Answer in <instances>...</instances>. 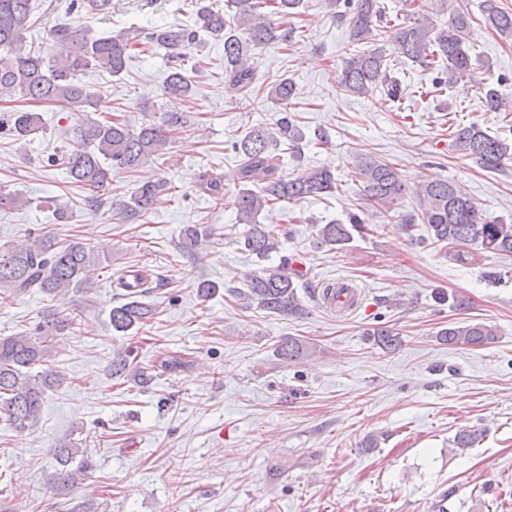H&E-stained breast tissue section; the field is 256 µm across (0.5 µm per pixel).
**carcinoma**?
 I'll return each mask as SVG.
<instances>
[{"instance_id":"1","label":"carcinoma","mask_w":512,"mask_h":512,"mask_svg":"<svg viewBox=\"0 0 512 512\" xmlns=\"http://www.w3.org/2000/svg\"><path fill=\"white\" fill-rule=\"evenodd\" d=\"M336 17H349V41L369 44L375 32L390 24L380 0H322ZM303 0H224V6L211 0H196V19L191 25L153 26L147 29L122 30L95 37L78 25H57L50 30V39L61 60L52 65L41 50L27 40L34 24L32 0H0V100L51 104L65 112H100L106 118H88L65 131L64 151L47 157L49 167H66L72 182L88 192L90 203L100 207L103 192L112 184V170L135 172L151 157L160 155L172 136L189 139L196 132L195 121L185 111L193 93V81L184 67L187 50L197 45L200 33L224 42V78L234 95L251 99L259 95V84L253 66V50L274 41H286L291 31L280 21L298 14ZM482 16L486 25L502 37L512 36V10L500 6L499 0H482ZM472 17L468 8L456 4L450 10L448 26L436 29L430 17L419 14L411 23L396 29L395 53L422 67L437 71L436 84L452 86L472 71L465 34ZM146 46L167 50L168 73L163 85L164 109L135 129L112 111L108 96L78 79L88 71L105 72L112 77L122 74L132 51ZM389 54L381 46L354 50L345 58L338 77L340 91L362 97L381 89L390 98H397L399 82L392 75ZM295 93L289 78L278 80L269 95L279 102H288ZM42 130L36 112L14 110L0 112V133L19 142L30 141ZM305 133L290 115H285L274 130L255 127L230 141V148L239 158V189L235 197L238 222L244 225L241 245L250 254L264 260L278 251L281 234L259 222L260 214L278 202H302L336 191V177L327 168L305 169L295 176L281 173V154L289 151L301 158ZM452 145L483 169L498 171L505 158L512 154L508 140L490 135L476 124L456 128ZM356 174L362 183L365 208L371 215L389 222L401 221L410 231L415 224L426 225L431 243L445 249L458 264H469L477 255L491 253L512 255V221L482 212L474 201L451 180L422 183L414 192V205L405 207L406 186L394 164L375 157L357 162ZM165 190V181H146L136 185L129 200L117 203L120 219L133 224L151 210ZM198 190L215 201L224 198L221 178L204 173ZM367 220L357 215L349 223L330 221L317 227V245L329 251L339 250L353 239L352 231H361ZM100 264L90 248L77 240L62 242L47 234L30 233L14 245L0 247V301H8L26 292H40L64 297L72 289L86 288L89 275ZM305 274L293 267L290 258L262 269L250 277L247 288L236 295L248 306L267 312L298 316L302 313L297 288ZM146 290L131 288L124 293V302L109 314L112 332L126 336L140 330L156 314L146 301ZM76 325V317L46 320L31 335L0 337V417L18 433L32 430L40 420L44 394L59 386L62 372L44 366L59 339ZM381 349L393 352L400 339L388 328L366 332ZM497 336L494 326L485 322H450L437 332V338L450 346L482 347ZM310 350L295 337L280 340L276 352L281 360L293 362ZM41 370H36V367ZM190 361L177 353L161 357L155 368L133 364L131 350L112 353L109 363L114 378H133L147 384L153 370L180 373L189 370ZM58 465L55 485L70 492L86 476L91 464L87 450L73 443H62L53 449Z\"/></svg>"}]
</instances>
